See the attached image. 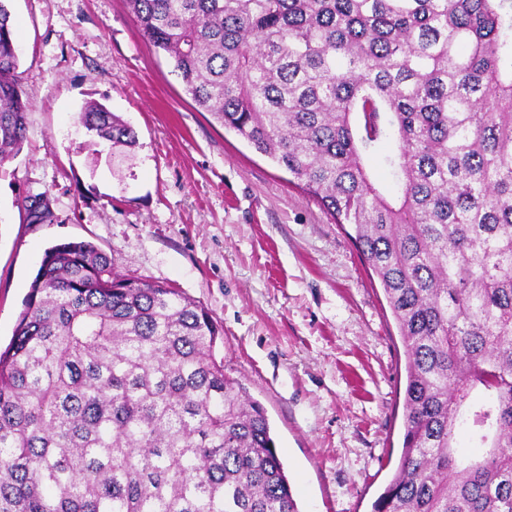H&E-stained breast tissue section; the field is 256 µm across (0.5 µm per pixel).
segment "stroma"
I'll list each match as a JSON object with an SVG mask.
<instances>
[{
	"label": "stroma",
	"mask_w": 512,
	"mask_h": 512,
	"mask_svg": "<svg viewBox=\"0 0 512 512\" xmlns=\"http://www.w3.org/2000/svg\"><path fill=\"white\" fill-rule=\"evenodd\" d=\"M32 102L0 167V346L47 248L90 241L117 272L176 288L224 328L225 372L258 400L302 512H371L398 466L405 353L348 224L188 97L127 0H8ZM138 136L113 170L76 117ZM47 194L52 223L17 202Z\"/></svg>",
	"instance_id": "obj_1"
}]
</instances>
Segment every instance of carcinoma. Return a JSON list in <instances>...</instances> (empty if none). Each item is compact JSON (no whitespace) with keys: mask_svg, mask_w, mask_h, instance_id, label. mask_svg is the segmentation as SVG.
Instances as JSON below:
<instances>
[{"mask_svg":"<svg viewBox=\"0 0 512 512\" xmlns=\"http://www.w3.org/2000/svg\"><path fill=\"white\" fill-rule=\"evenodd\" d=\"M129 5L201 109L354 226L406 356L400 461L371 512H512V0ZM18 67L0 0V166L27 129ZM76 122L132 160L105 105ZM382 149L392 191L365 162ZM21 210L53 220L43 193ZM223 335L91 242L47 249L0 350V512H301Z\"/></svg>","mask_w":512,"mask_h":512,"instance_id":"cac0c4a2","label":"carcinoma"}]
</instances>
